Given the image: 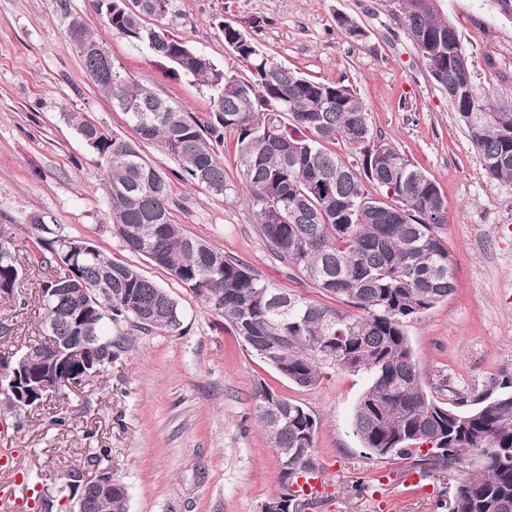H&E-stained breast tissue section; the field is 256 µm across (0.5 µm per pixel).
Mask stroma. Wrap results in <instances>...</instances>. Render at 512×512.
I'll return each instance as SVG.
<instances>
[{
  "instance_id": "obj_1",
  "label": "stroma",
  "mask_w": 512,
  "mask_h": 512,
  "mask_svg": "<svg viewBox=\"0 0 512 512\" xmlns=\"http://www.w3.org/2000/svg\"><path fill=\"white\" fill-rule=\"evenodd\" d=\"M94 0H71L91 34L140 83L209 121L210 98L146 48L109 28ZM474 63L475 84L495 85L512 102V20L492 0H439ZM169 33L228 71L243 66L225 46L220 24H240L274 62L315 80L343 81L358 94L375 137L421 166L440 188L448 221L437 233L448 246L456 290L406 327L421 380L439 402L497 393L512 379V181L490 180L446 92L425 68L396 20L394 0H176ZM344 16L363 29L350 39ZM71 112L130 139L123 113L99 95L54 0H0V231L19 249L43 216L63 234L89 240L142 273L175 299L180 334L136 333L129 355L84 389L63 391L27 409L24 424L0 400V448L48 487L74 472L93 475L91 456L110 451L112 475L127 487L128 512H260L279 490L278 458L254 413V391L267 386L317 418L313 439L322 486L303 497L302 512H449L469 465L380 460L365 455L353 432L354 407L369 385L362 373H329L298 387L248 352L231 324L112 233L102 184L106 172L68 124ZM228 197L174 179L176 223L279 287L316 297L270 250L240 186L233 134L218 149ZM39 268L26 270L25 305L0 302V355L37 338L42 317ZM67 425H59L58 417ZM421 472L426 490L406 486Z\"/></svg>"
}]
</instances>
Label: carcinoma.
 Instances as JSON below:
<instances>
[{
  "mask_svg": "<svg viewBox=\"0 0 512 512\" xmlns=\"http://www.w3.org/2000/svg\"><path fill=\"white\" fill-rule=\"evenodd\" d=\"M55 7L85 43H99L72 12L70 0H55ZM95 8L115 34L205 88L212 121L204 123L170 103L116 61L110 70L119 80H110L103 61L84 54L97 90L126 115L139 139L162 146L182 179L218 196L235 190L216 153L224 132H234L241 184L251 194L263 236L289 269L335 304L260 278L175 223L167 177L134 142L72 112L69 124L107 168L103 191L112 233L224 316L250 353L294 385L315 387L328 369L366 374L370 385L356 403L352 423L367 455L382 459L378 449L394 444L391 458L408 460L421 455L428 438L450 435L452 416L462 415L467 400L459 397L449 405L427 395L405 332L406 323L448 299L455 287L448 281V247L435 232L446 223L436 182L379 140L376 154L356 151L350 160L329 150L328 142L340 140L351 148L357 139L373 137L357 93L341 82L316 81L273 62L237 24L225 21L220 30L224 44L246 67L245 76L217 67L162 28L174 14V0H136L132 9L127 0H95ZM397 10L410 36L426 37L414 46L433 79L454 84L464 71H474L438 9L422 0H397ZM471 95L480 112L465 129L478 161L505 159L487 176L512 180V104L496 108L491 94L474 86ZM368 183L385 191L392 187L396 197L381 201L367 192ZM28 234L39 253L0 238V289L19 297L23 263L44 270L39 283L44 340L29 343L30 348H67L77 341L88 317L78 303L95 291L102 292V306L109 311L94 320L98 346L58 367L61 386H82L103 374L130 351L136 332H180L176 301L137 266L103 251L98 257L66 253L69 237L42 217ZM54 289L62 292L68 310L46 303ZM324 348L333 352L334 365L321 359ZM255 414L276 451L278 482L318 471L315 455L303 459L289 452L313 447L308 433H316L318 421L308 409L262 385L255 390ZM457 447L482 449L483 478L456 486L450 512H512V465L503 466L499 455V449L512 448V398L472 420ZM127 501L126 485L112 481L107 512H127Z\"/></svg>",
  "mask_w": 512,
  "mask_h": 512,
  "instance_id": "cac0c4a2",
  "label": "carcinoma"
}]
</instances>
